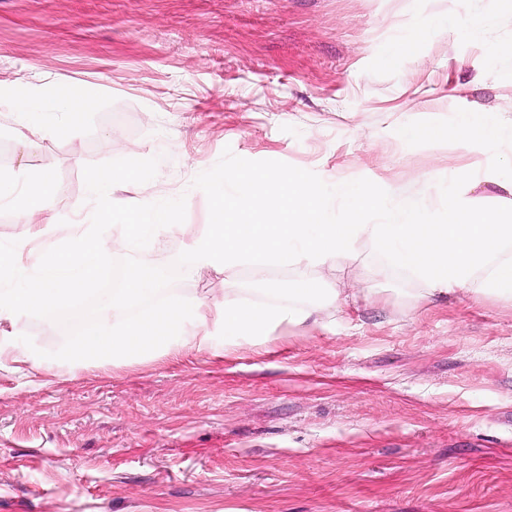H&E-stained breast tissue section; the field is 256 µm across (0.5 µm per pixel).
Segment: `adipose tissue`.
I'll return each instance as SVG.
<instances>
[{"label":"adipose tissue","mask_w":512,"mask_h":512,"mask_svg":"<svg viewBox=\"0 0 512 512\" xmlns=\"http://www.w3.org/2000/svg\"><path fill=\"white\" fill-rule=\"evenodd\" d=\"M98 98V89L89 85L80 92L56 88L11 98L0 94V105L17 114L25 144L43 133L68 137ZM504 129L499 113L464 112L451 124L428 127L427 133L442 140L462 135L469 142L493 146ZM133 176L127 169L87 172L90 193L103 203L99 222L93 233L69 248L37 253L35 262L45 268V275H31L14 252L0 250V274L13 282L0 290V321L13 322L33 312L53 317L96 281L110 253L145 238L189 233V226L178 221V204L151 194L138 205L111 202L113 185ZM206 191L214 220L205 236L193 240L196 266L230 271L247 264L273 265L293 271L294 279L280 288H228L212 300L173 299L118 325L102 313L90 316L81 330L82 356L200 350L215 326L223 329L228 345L263 343L284 324L309 334L327 331L330 316L348 300L380 299L367 287L366 276L357 277L351 288L325 280L326 274L354 263L364 247L381 266L407 281L405 297L411 304L432 303L459 291L476 301L512 304V196L499 198L497 207H485L471 196L468 177L457 176L449 184L447 203L432 223L425 221L417 198L391 199L377 181L358 185L339 180L330 194L324 182L300 172L243 164L225 174L223 186L210 185ZM338 197L350 202L341 217L334 211ZM9 201L17 204L23 242L41 240L45 230L40 218L55 202L50 173L33 174L21 185L13 173L0 169V204ZM117 220L126 230L119 240L107 234L109 223ZM158 287L149 267L131 266L123 288L112 296V307L119 310L142 301Z\"/></svg>","instance_id":"adipose-tissue-1"}]
</instances>
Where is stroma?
Returning <instances> with one entry per match:
<instances>
[{
	"label": "stroma",
	"mask_w": 512,
	"mask_h": 512,
	"mask_svg": "<svg viewBox=\"0 0 512 512\" xmlns=\"http://www.w3.org/2000/svg\"><path fill=\"white\" fill-rule=\"evenodd\" d=\"M417 37L415 54L388 47ZM95 84L72 137L21 146L0 108V169L50 170L46 241L98 221L85 173L133 168L183 199L205 234L208 182L242 163L315 180H379L391 198L445 203L468 174L495 204L512 142L401 139L460 112L512 115V13L488 0H0V84ZM119 142L104 151L100 140ZM177 233L114 253L150 261L155 302L278 287L288 270L232 277L192 266ZM96 288L54 317L24 316L0 354V512H512V306L457 294L434 305L359 303L332 332L281 327L264 344L71 360Z\"/></svg>",
	"instance_id": "stroma-1"
}]
</instances>
